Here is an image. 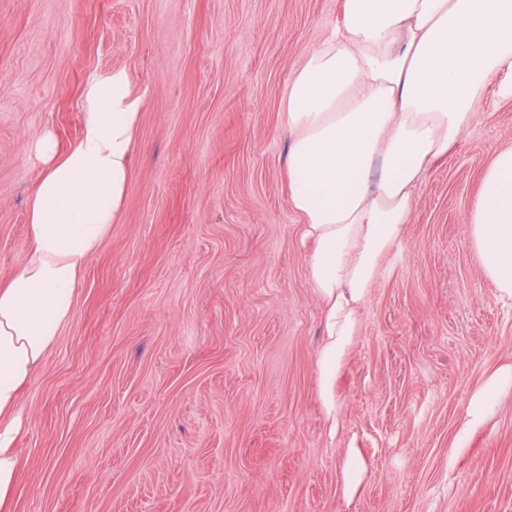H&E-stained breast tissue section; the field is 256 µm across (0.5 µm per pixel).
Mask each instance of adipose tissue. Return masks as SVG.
Returning a JSON list of instances; mask_svg holds the SVG:
<instances>
[{"mask_svg": "<svg viewBox=\"0 0 512 512\" xmlns=\"http://www.w3.org/2000/svg\"><path fill=\"white\" fill-rule=\"evenodd\" d=\"M512 72V0H343V19L291 80L289 201L303 221L309 281L323 303L320 397L336 413L335 381L361 310L400 240L429 164L475 116L476 100ZM139 99L122 71L90 83L81 134L60 148L45 132L29 198L32 247L0 281V512H10L23 427L22 393L69 321L80 271L124 204ZM471 244L500 299L512 300V148L483 173L466 217ZM512 367L474 394L467 428L482 425Z\"/></svg>", "mask_w": 512, "mask_h": 512, "instance_id": "1", "label": "adipose tissue"}]
</instances>
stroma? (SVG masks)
Returning a JSON list of instances; mask_svg holds the SVG:
<instances>
[{
    "label": "stroma",
    "instance_id": "35a3bbf8",
    "mask_svg": "<svg viewBox=\"0 0 512 512\" xmlns=\"http://www.w3.org/2000/svg\"><path fill=\"white\" fill-rule=\"evenodd\" d=\"M341 20L342 0H0V280L31 247V144L74 145L112 72L140 100L125 202L20 401L12 512H512V391L449 455L512 365V306L465 224L512 146L497 85L417 190L329 428L281 104ZM510 387H512V367L499 370L484 382L470 401L467 422L452 446L453 454L459 452L464 447L468 432L485 422L492 412L499 394Z\"/></svg>",
    "mask_w": 512,
    "mask_h": 512
}]
</instances>
